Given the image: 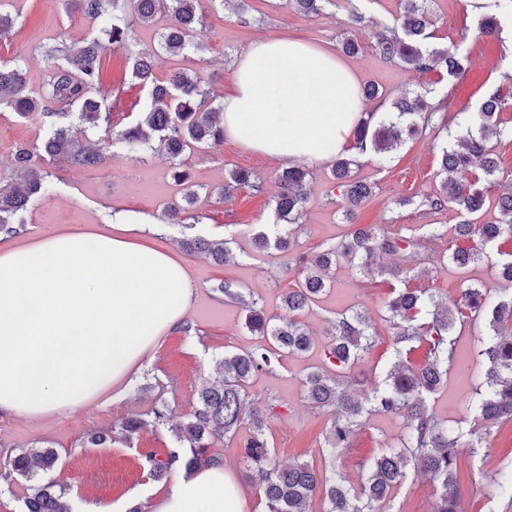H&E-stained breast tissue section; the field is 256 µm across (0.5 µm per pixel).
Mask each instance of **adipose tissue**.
<instances>
[{
	"mask_svg": "<svg viewBox=\"0 0 512 512\" xmlns=\"http://www.w3.org/2000/svg\"><path fill=\"white\" fill-rule=\"evenodd\" d=\"M355 72L299 38L254 42L221 100L224 138L276 160L322 164L349 151L362 116ZM112 217L108 234L48 233L0 247V413L39 419L111 395L195 299L183 263ZM154 512H245L221 468L178 477Z\"/></svg>",
	"mask_w": 512,
	"mask_h": 512,
	"instance_id": "1",
	"label": "adipose tissue"
}]
</instances>
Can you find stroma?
Returning <instances> with one entry per match:
<instances>
[{
    "label": "stroma",
    "mask_w": 512,
    "mask_h": 512,
    "mask_svg": "<svg viewBox=\"0 0 512 512\" xmlns=\"http://www.w3.org/2000/svg\"><path fill=\"white\" fill-rule=\"evenodd\" d=\"M488 0H428L429 30L433 42L466 55L469 68L463 78L447 82L436 72L416 73L389 61L376 50L372 23L387 25L402 12V0H339L317 15L297 11L290 0H226L223 8H205L195 40L200 50L163 59L158 70L166 75L178 69L203 72L216 98L232 87L238 57L257 39L274 35L296 37L324 49L337 50L342 33L353 31L361 49L345 57L360 85H376L379 98L364 102L367 112L384 114L408 92L422 86L448 98V115L475 112L489 87L512 84V17L503 16V32L480 35L477 27ZM362 13L371 25L351 30L350 10ZM0 14L14 18L9 33L0 35V63L25 53L30 87L41 89L49 73L36 47L57 40L77 43L99 34L106 22L84 14L70 0H0ZM102 84L122 92L123 106L113 111L114 129H122L143 110L146 94L131 76L128 53L106 51ZM48 123L18 118L8 107L0 108V179L13 178L12 158L18 144L40 145L49 134ZM440 140L435 130L404 142L380 164L373 151H353L357 179L371 184L373 196L346 221L334 188L331 163L310 167L308 195L303 222L306 232L299 249L310 255L334 246L347 237L353 224H380L391 231L425 238L426 244L415 263L413 288H428L447 301L460 296L462 280H469L493 298L512 295V288L498 276L501 255L512 254V239L490 249L488 258L460 270L442 257L446 245L428 240L431 224L452 225L460 217L454 209L438 213L413 204L412 196L426 193L437 183ZM185 163L197 193L184 221L161 222L164 207L181 198L184 189L171 179L170 162L161 153L143 150L139 160L118 153L103 166L77 169L57 162L51 164L52 189L31 199L23 213V225L14 241L29 243L49 232H98L110 230L112 215L126 212L157 222L147 240L155 248L183 262L198 286L194 307L187 317L191 333L173 328L148 358L122 399L94 403L74 414L31 420L20 415H0V464L35 446H48L59 455L57 465L46 472L57 488L63 489L68 512H127L139 505L141 512H153L154 504L170 487L171 478L151 476L147 457L163 460L175 449L170 431L148 426L129 443H112L86 448L87 435L115 427L122 419L137 416L150 422L156 407L166 406L173 420H187L197 405V392L215 374L218 362L227 353H247L263 344L261 336L244 326L241 304L228 300L217 289L225 282L233 289L253 294L267 315L283 312L282 296L299 279L292 255L270 249H253L254 235L273 223L271 208L277 191L280 165L238 145L227 143L219 150L190 155ZM253 171L265 181L263 194L244 189L235 199L223 201L219 193L232 168ZM189 236L221 238L232 259L217 266L203 256L184 251L180 242ZM334 284L301 316L315 344L305 355L280 356L273 367L259 372L247 392L258 402H275L279 415L271 419L268 438L273 443L279 465L313 463L317 470L337 468L352 483L363 482L370 462L384 444L399 443L404 434L400 418L379 412L369 414L364 427L353 437L350 448L337 461H330L325 448L332 413L313 408L305 399L303 380L307 373L322 367L328 331L344 312H358L373 325L376 343L356 370L368 382L384 376L385 367L395 358L394 329L384 318L385 284L341 266L333 273ZM490 333L487 320L465 323L456 330L455 360L448 367L444 386L429 405L437 418L460 422L470 428L476 417L472 402L481 389L488 366L480 351ZM248 435L240 429L237 438L216 441L209 450L222 468L240 477L245 470L241 443ZM512 475V422L492 429L474 455L463 456L458 470L462 491L460 512H512V493L503 492L500 482ZM246 512H265V500L258 488L242 481ZM438 492L419 467H408L404 482L382 503L381 512H434Z\"/></svg>",
    "instance_id": "35a3bbf8"
}]
</instances>
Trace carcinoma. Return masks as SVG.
<instances>
[{"mask_svg":"<svg viewBox=\"0 0 512 512\" xmlns=\"http://www.w3.org/2000/svg\"><path fill=\"white\" fill-rule=\"evenodd\" d=\"M74 2L84 12L106 18L108 26L102 35L85 39L78 48L63 40L40 46L46 59L53 63L41 91L29 87L19 59L0 63V104L22 118L48 119L51 127L41 148L20 144L15 149L13 166L24 178L0 189V233L17 232L19 216L31 198L49 190L50 173L37 163L42 154L75 168H98L116 149L135 154L146 147L164 153L170 159L173 179L183 184L188 179L185 155L224 146L221 105L214 104L203 75L172 71L164 79L156 76L163 56L174 57L198 49L193 37L203 20L200 0ZM503 7V0H492V11L480 19V33L500 31ZM162 11L168 14L169 24L161 33L159 48L133 50L135 25L152 21ZM427 28L424 0H403L402 14L393 25L374 35L375 46L384 57L411 71H438L450 82L461 77L466 72L467 58L430 44L432 34ZM108 48L130 52L132 76L148 88L149 96L139 118L117 133L110 126L114 99L101 90L102 56ZM431 93L425 89L404 97L393 104L394 111L380 118L369 113L354 131L356 146L362 151L371 148L384 158L405 139L422 132L424 126L419 121L429 123L435 114L445 111V99L437 100ZM509 108L512 92L505 94L498 86L485 93L479 110L461 127L462 133L448 126V117L441 119L446 134L440 147L441 182L437 189L421 195L420 206L433 212L450 207L463 216L460 223L453 225V233H448L442 224H434L431 234L433 240L452 235L450 258L459 267L480 260L487 247L500 239H512V193L499 198V220L481 224L472 216L485 204L482 180H460V175L475 165L486 178L502 174L493 143L512 137V128L502 127L499 119L501 112ZM152 133L156 134L155 145ZM352 165V159L339 154L332 167L335 189L348 216L372 196L369 184L353 179ZM307 176L308 170L301 165L277 174L280 191L274 199V237L264 232L255 234L256 248L264 251L273 246L288 252L299 245L305 232L302 218ZM245 186L258 191L261 181L251 171L234 169L225 180L220 198L232 199L235 191ZM181 246L219 265L232 259L220 239L194 236L182 240ZM422 247V239L414 235L371 227L358 228L336 246L311 257L303 253L297 259L303 279L299 287L283 295L284 314L276 319L267 317L258 301L246 299L226 283L220 285L225 296L242 304L246 327L267 338L268 346L250 353L224 355L219 362V375L198 390L197 406L187 421H173L164 409L154 411L151 425L168 429L183 452H172L164 460L146 457L150 474L162 477L177 464L187 471L211 466L213 458L208 455V448L212 443L235 437L245 424L249 429L242 444L246 477L262 491L266 512H309V503L317 496L327 504L324 512H378L379 504L406 478L412 459L438 487L436 512H458L457 467L463 448L473 451L481 447L482 439L495 425L512 421V297L490 303L481 288L467 285L460 300L450 307L426 290L398 287L410 273L401 264L374 269L373 260L379 254L403 261ZM342 263L369 274L378 272L397 283L386 301L388 321L396 329L395 343L423 344L428 357L427 363L417 369L396 357L382 385L355 394L347 386L348 373L373 347L372 326L359 313L343 314L332 323L324 366L305 379L309 403L334 412L325 440L329 456L336 458L349 448L352 437L362 427V418L372 411L398 415L405 426L403 441L398 446H385L358 490L348 485L346 477L336 472L328 477L307 462L286 468L277 465L275 450L267 437L268 421L277 416L275 406L250 404L246 392L253 376L272 366V356L303 354L313 347V338L300 316L331 287V271ZM479 318L489 320L493 338L481 350L489 366L484 374L485 390L476 403L477 423L463 434L436 419L429 411L427 398L437 392L448 374L457 325ZM144 426L142 420L128 418L109 433L87 437V444L97 447L116 441L129 443ZM33 462L47 472L56 466L58 454L48 447L21 452L6 460L0 477L6 482L16 475L32 480L36 476L31 468ZM25 512H67V508L54 484L47 482L33 487Z\"/></svg>","mask_w":512,"mask_h":512,"instance_id":"carcinoma-1","label":"carcinoma"}]
</instances>
